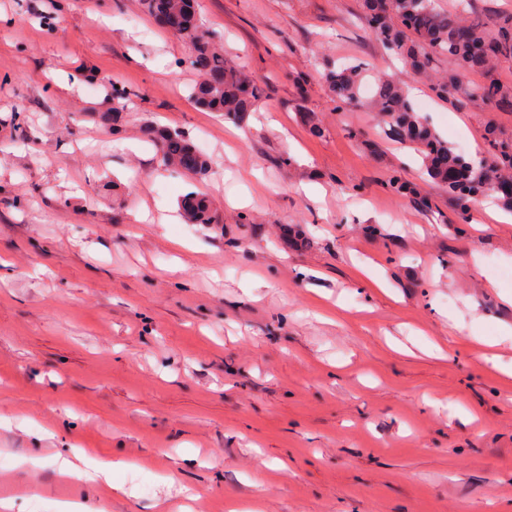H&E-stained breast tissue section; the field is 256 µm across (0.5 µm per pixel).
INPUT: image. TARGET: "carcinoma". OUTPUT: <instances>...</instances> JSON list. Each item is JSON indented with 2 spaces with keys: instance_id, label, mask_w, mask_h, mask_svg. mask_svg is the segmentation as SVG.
<instances>
[{
  "instance_id": "1",
  "label": "carcinoma",
  "mask_w": 512,
  "mask_h": 512,
  "mask_svg": "<svg viewBox=\"0 0 512 512\" xmlns=\"http://www.w3.org/2000/svg\"><path fill=\"white\" fill-rule=\"evenodd\" d=\"M144 10L153 17L177 18L192 54L190 62L202 71L193 87L192 98L200 108L222 112L224 118L241 121L266 95V85L232 64L216 47L213 34L200 22L197 0H142ZM370 17L372 35L394 56L404 59L411 74L430 81L431 89L453 107L480 100L495 110L512 112V86L500 78L503 63L512 61V13H501L487 22L468 19L471 0L460 5L461 17L439 11L435 0H364ZM448 58L458 71L477 74L478 81L461 85L456 76L432 80L435 57ZM366 68L360 62L327 65L322 78L336 101L350 105L358 100ZM375 91L372 111L383 119L385 136L414 149L422 159L423 171L435 183L448 190L455 201L458 219L468 220L471 204L491 195L512 211V140L487 131L488 153L467 156L443 140L417 112L409 96L408 84L388 73L373 76ZM160 148L167 165L180 166L188 158L187 172L202 175L208 160L180 132L172 129L147 130ZM392 191L412 201L421 197L416 186L400 172L389 178ZM181 208L191 224L213 223L207 200L186 194Z\"/></svg>"
}]
</instances>
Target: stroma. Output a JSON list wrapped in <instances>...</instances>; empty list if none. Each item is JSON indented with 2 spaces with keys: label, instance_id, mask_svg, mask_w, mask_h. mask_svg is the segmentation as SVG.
I'll list each match as a JSON object with an SVG mask.
<instances>
[{
  "label": "stroma",
  "instance_id": "obj_1",
  "mask_svg": "<svg viewBox=\"0 0 512 512\" xmlns=\"http://www.w3.org/2000/svg\"><path fill=\"white\" fill-rule=\"evenodd\" d=\"M199 4L266 82L245 123L192 103L188 42L140 0H0V498L512 512V214L462 224L440 185L426 208L391 191L417 153L372 87L341 111L321 78L404 74L362 0ZM412 99L466 154L512 137V112ZM148 126L204 142L208 174L165 166ZM191 191L214 223L184 219ZM86 450L114 464L105 498L77 477Z\"/></svg>",
  "mask_w": 512,
  "mask_h": 512
}]
</instances>
